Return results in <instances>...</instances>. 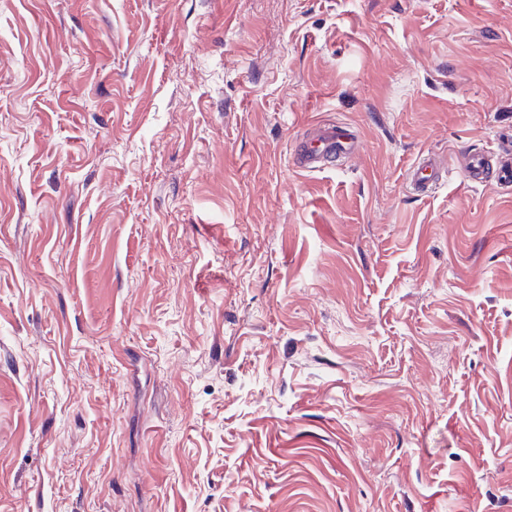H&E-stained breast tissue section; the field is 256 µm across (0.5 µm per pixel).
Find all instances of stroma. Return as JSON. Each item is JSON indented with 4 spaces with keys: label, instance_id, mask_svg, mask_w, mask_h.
Wrapping results in <instances>:
<instances>
[{
    "label": "stroma",
    "instance_id": "obj_1",
    "mask_svg": "<svg viewBox=\"0 0 512 512\" xmlns=\"http://www.w3.org/2000/svg\"><path fill=\"white\" fill-rule=\"evenodd\" d=\"M483 149L512 0H0V512H512ZM351 127L338 123L325 127L314 139L302 141L295 150V165L305 172L324 169V165L352 151L354 137ZM408 184L418 195L425 196L439 185L440 169L433 167L425 158L415 161L408 170Z\"/></svg>",
    "mask_w": 512,
    "mask_h": 512
}]
</instances>
